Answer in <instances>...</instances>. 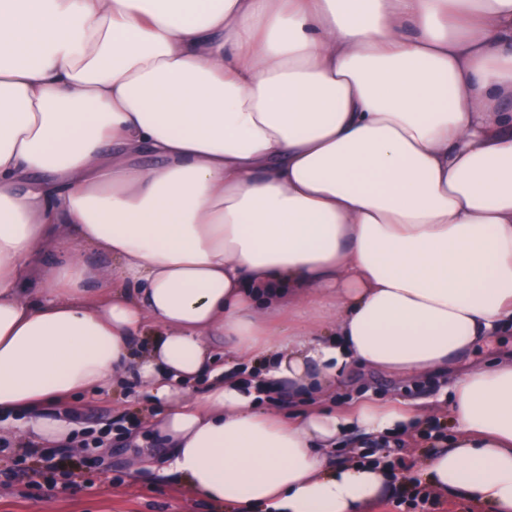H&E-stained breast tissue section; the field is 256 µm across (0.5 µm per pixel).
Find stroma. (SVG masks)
I'll use <instances>...</instances> for the list:
<instances>
[{"instance_id":"obj_1","label":"stroma","mask_w":512,"mask_h":512,"mask_svg":"<svg viewBox=\"0 0 512 512\" xmlns=\"http://www.w3.org/2000/svg\"><path fill=\"white\" fill-rule=\"evenodd\" d=\"M453 378L434 374L402 381L385 375H353L348 387L329 397L311 393L286 400L271 396L269 406L295 416L313 409L342 411L355 402L385 403L395 397L418 402L425 423L446 421ZM145 389L127 383L116 394L88 392L58 406L57 414H77L72 442L26 455L14 452L12 437L0 435V512H244L193 494L175 478L129 463L126 432L139 429ZM388 459L398 493L375 502L371 512H414L401 493L427 494L431 512H489L461 495L429 485L423 464L432 451L420 430L397 435Z\"/></svg>"}]
</instances>
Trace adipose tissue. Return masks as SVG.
I'll use <instances>...</instances> for the list:
<instances>
[{
  "instance_id": "1",
  "label": "adipose tissue",
  "mask_w": 512,
  "mask_h": 512,
  "mask_svg": "<svg viewBox=\"0 0 512 512\" xmlns=\"http://www.w3.org/2000/svg\"><path fill=\"white\" fill-rule=\"evenodd\" d=\"M508 322L512 0H0L18 445L71 442L49 406L134 376L193 492L365 512L390 470L333 451L419 425L413 403L290 418L261 391L454 368L424 477L512 512V355L473 359Z\"/></svg>"
}]
</instances>
